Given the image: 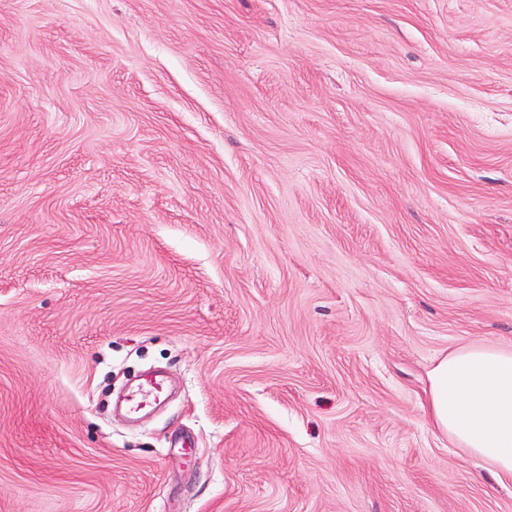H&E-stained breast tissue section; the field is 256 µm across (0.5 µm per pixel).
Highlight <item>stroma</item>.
Masks as SVG:
<instances>
[{
    "instance_id": "1",
    "label": "stroma",
    "mask_w": 512,
    "mask_h": 512,
    "mask_svg": "<svg viewBox=\"0 0 512 512\" xmlns=\"http://www.w3.org/2000/svg\"><path fill=\"white\" fill-rule=\"evenodd\" d=\"M470 344L512 0H0V512H512L429 421Z\"/></svg>"
}]
</instances>
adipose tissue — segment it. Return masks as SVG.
Returning <instances> with one entry per match:
<instances>
[{
  "label": "adipose tissue",
  "mask_w": 512,
  "mask_h": 512,
  "mask_svg": "<svg viewBox=\"0 0 512 512\" xmlns=\"http://www.w3.org/2000/svg\"><path fill=\"white\" fill-rule=\"evenodd\" d=\"M428 412L434 427L512 479V351L460 348L430 371Z\"/></svg>",
  "instance_id": "ef3b65f1"
}]
</instances>
